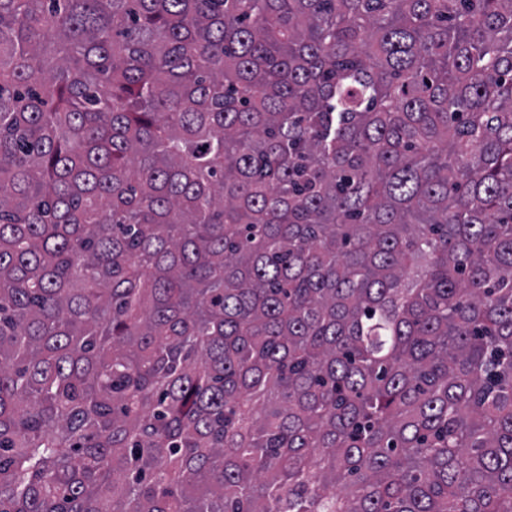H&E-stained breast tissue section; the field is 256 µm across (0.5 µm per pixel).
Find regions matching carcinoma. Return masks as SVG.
Here are the masks:
<instances>
[{
    "instance_id": "carcinoma-1",
    "label": "carcinoma",
    "mask_w": 512,
    "mask_h": 512,
    "mask_svg": "<svg viewBox=\"0 0 512 512\" xmlns=\"http://www.w3.org/2000/svg\"><path fill=\"white\" fill-rule=\"evenodd\" d=\"M0 512H512V0H0Z\"/></svg>"
}]
</instances>
